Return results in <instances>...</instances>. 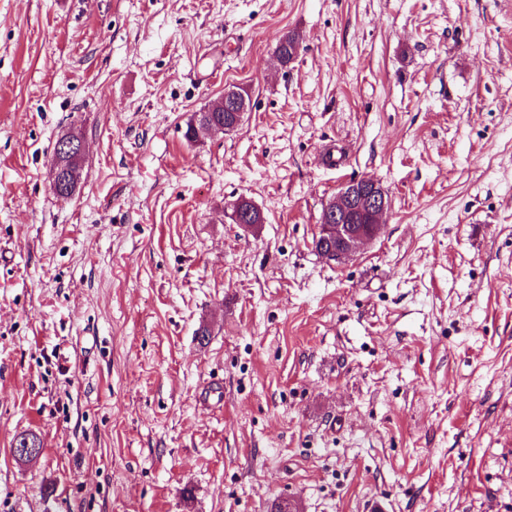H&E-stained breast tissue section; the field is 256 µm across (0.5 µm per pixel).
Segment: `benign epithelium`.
<instances>
[{
  "label": "benign epithelium",
  "mask_w": 512,
  "mask_h": 512,
  "mask_svg": "<svg viewBox=\"0 0 512 512\" xmlns=\"http://www.w3.org/2000/svg\"><path fill=\"white\" fill-rule=\"evenodd\" d=\"M58 155L81 157L84 144L64 135L56 142ZM390 208L388 191L370 178L342 185L325 206V221L315 236V250L336 262L351 258L381 233L384 217Z\"/></svg>",
  "instance_id": "obj_1"
}]
</instances>
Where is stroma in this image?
I'll use <instances>...</instances> for the list:
<instances>
[{
  "mask_svg": "<svg viewBox=\"0 0 512 512\" xmlns=\"http://www.w3.org/2000/svg\"><path fill=\"white\" fill-rule=\"evenodd\" d=\"M364 177L383 233L328 262ZM279 499L512 512V0H0V512ZM56 149L58 155L64 157L60 160L58 177L61 179V183L64 184V188H66L67 192H72L80 178V160L65 158V156L69 157L75 155L82 157L85 153L83 141H77L69 135H61L56 142L52 158L55 156ZM389 208L388 191L379 181L362 178L343 184L325 206V221L315 236L316 252L330 261L348 260L380 235Z\"/></svg>",
  "mask_w": 512,
  "mask_h": 512,
  "instance_id": "obj_1",
  "label": "stroma"
}]
</instances>
